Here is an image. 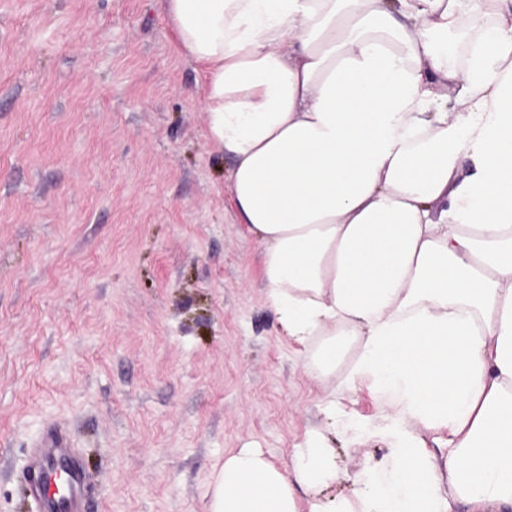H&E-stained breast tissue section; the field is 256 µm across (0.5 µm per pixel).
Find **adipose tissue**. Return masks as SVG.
<instances>
[{
	"mask_svg": "<svg viewBox=\"0 0 512 512\" xmlns=\"http://www.w3.org/2000/svg\"><path fill=\"white\" fill-rule=\"evenodd\" d=\"M165 10L265 301L325 390L290 467L227 454L208 512H512V0ZM363 383L382 448L351 474L334 398Z\"/></svg>",
	"mask_w": 512,
	"mask_h": 512,
	"instance_id": "ef3b65f1",
	"label": "adipose tissue"
}]
</instances>
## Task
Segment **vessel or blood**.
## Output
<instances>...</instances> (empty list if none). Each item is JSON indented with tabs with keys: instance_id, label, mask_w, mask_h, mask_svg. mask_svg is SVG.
Returning <instances> with one entry per match:
<instances>
[{
	"instance_id": "vessel-or-blood-1",
	"label": "vessel or blood",
	"mask_w": 512,
	"mask_h": 512,
	"mask_svg": "<svg viewBox=\"0 0 512 512\" xmlns=\"http://www.w3.org/2000/svg\"><path fill=\"white\" fill-rule=\"evenodd\" d=\"M32 454L36 478L31 482V493L42 512H88V479L76 463L66 436L51 435L36 445ZM61 467L69 470V489L65 495L55 496L49 491L47 478Z\"/></svg>"
}]
</instances>
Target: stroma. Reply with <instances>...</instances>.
Returning a JSON list of instances; mask_svg holds the SVG:
<instances>
[{
	"instance_id": "35a3bbf8",
	"label": "stroma",
	"mask_w": 512,
	"mask_h": 512,
	"mask_svg": "<svg viewBox=\"0 0 512 512\" xmlns=\"http://www.w3.org/2000/svg\"><path fill=\"white\" fill-rule=\"evenodd\" d=\"M163 0H0V512L63 429L89 512H207L226 454L280 467L322 386L267 306ZM348 470L378 422L337 395Z\"/></svg>"
}]
</instances>
